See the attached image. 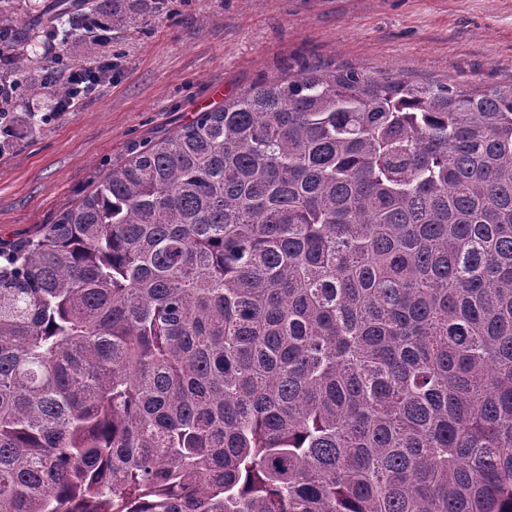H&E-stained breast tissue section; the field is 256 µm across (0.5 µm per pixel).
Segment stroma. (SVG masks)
Segmentation results:
<instances>
[{"label":"stroma","mask_w":512,"mask_h":512,"mask_svg":"<svg viewBox=\"0 0 512 512\" xmlns=\"http://www.w3.org/2000/svg\"><path fill=\"white\" fill-rule=\"evenodd\" d=\"M86 6L119 15L97 47L112 74L58 113L29 85L49 65L47 25L67 29ZM1 14L30 58L22 74L0 62L1 80L23 79L12 109L44 117L0 152L5 244L52 223L139 145L286 67L512 85V0H0Z\"/></svg>","instance_id":"stroma-1"}]
</instances>
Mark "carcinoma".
<instances>
[{
    "label": "carcinoma",
    "mask_w": 512,
    "mask_h": 512,
    "mask_svg": "<svg viewBox=\"0 0 512 512\" xmlns=\"http://www.w3.org/2000/svg\"><path fill=\"white\" fill-rule=\"evenodd\" d=\"M0 512H512V86L264 78L0 245Z\"/></svg>",
    "instance_id": "1"
}]
</instances>
